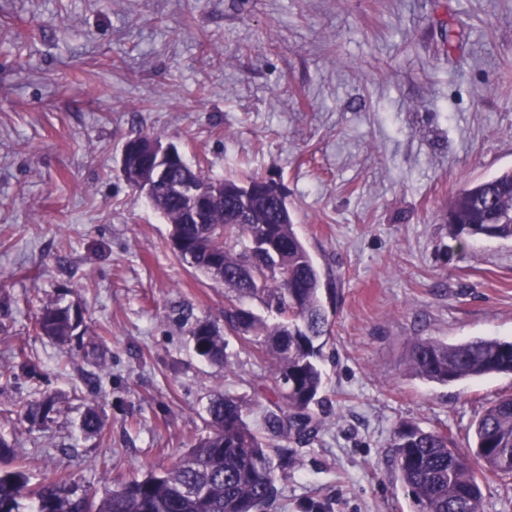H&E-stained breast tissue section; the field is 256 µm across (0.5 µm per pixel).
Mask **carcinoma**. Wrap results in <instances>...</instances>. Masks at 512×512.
<instances>
[{"instance_id":"cac0c4a2","label":"carcinoma","mask_w":512,"mask_h":512,"mask_svg":"<svg viewBox=\"0 0 512 512\" xmlns=\"http://www.w3.org/2000/svg\"><path fill=\"white\" fill-rule=\"evenodd\" d=\"M137 160L126 153L123 176L143 187L135 173ZM176 176L199 189L236 188L241 194L269 180L258 173L245 179L217 181L201 167L186 163ZM153 208L170 224L169 239L183 241L174 255L181 266L224 284L227 297L224 327L198 321L191 335L196 352L211 362L224 361L226 337H251L253 347L272 362L267 390L274 397L264 431L245 420L246 407L228 394L214 398L207 409L208 432L169 469L132 478L97 500L79 495L62 479L31 483L14 444L0 437V512H265L275 491L276 469L288 459L278 439L309 436L317 421L311 406L323 390L321 339L330 333L322 299L320 272L294 228L286 197L253 194L248 205L224 198L203 223L175 193L160 189L150 195ZM448 226L461 244L471 239L512 240V169L460 188L448 202ZM269 236L275 249L253 254L254 241ZM259 300L278 322L269 325L241 299ZM80 311L48 302L36 317L38 333L65 343L81 326ZM410 369L439 384L512 373V342L476 338L459 344L436 340L413 343ZM55 401L46 397L17 410L29 422L44 421ZM474 457L454 448L436 430L406 426L390 443L396 470L419 512H481L480 476L493 472L512 478V396L487 407L474 427Z\"/></svg>"}]
</instances>
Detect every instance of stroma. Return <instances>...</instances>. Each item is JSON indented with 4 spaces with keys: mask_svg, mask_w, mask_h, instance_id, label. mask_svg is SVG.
Wrapping results in <instances>:
<instances>
[{
    "mask_svg": "<svg viewBox=\"0 0 512 512\" xmlns=\"http://www.w3.org/2000/svg\"><path fill=\"white\" fill-rule=\"evenodd\" d=\"M144 133L213 179L285 191L328 293L332 334L310 441L265 512H418L390 439L407 423L461 450L512 374L448 385L415 340H512V241L458 250L449 199L512 167V0H0V434L32 482L96 496L170 467L219 393L262 429L271 363L230 338L197 354L226 290L183 268L170 226L120 171ZM80 306L70 343L44 302ZM49 395L42 423L2 416ZM104 421L83 432L88 409ZM82 322L80 311H72L70 306L55 302L43 304L36 317L37 332L61 343L69 341Z\"/></svg>",
    "mask_w": 512,
    "mask_h": 512,
    "instance_id": "1",
    "label": "stroma"
}]
</instances>
